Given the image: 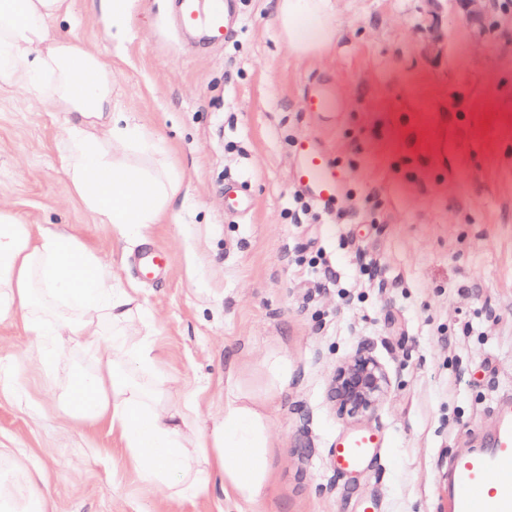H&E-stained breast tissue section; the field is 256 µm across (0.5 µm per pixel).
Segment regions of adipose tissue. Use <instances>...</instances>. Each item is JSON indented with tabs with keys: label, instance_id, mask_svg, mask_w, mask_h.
<instances>
[{
	"label": "adipose tissue",
	"instance_id": "adipose-tissue-1",
	"mask_svg": "<svg viewBox=\"0 0 512 512\" xmlns=\"http://www.w3.org/2000/svg\"><path fill=\"white\" fill-rule=\"evenodd\" d=\"M290 54L306 58L336 41L334 0H269ZM67 0H0V81L47 94L69 116L67 180L98 223L124 237L170 214L179 181L158 144L112 101V71L79 38L61 35ZM140 305L76 235L24 223L0 208V322L22 320L28 355L54 365L60 349L90 351L92 370L66 367L58 411L75 424L108 423L141 462L150 489L190 500L213 487L258 503L271 486L270 407L288 379V362L268 360L257 391L230 388L217 418L196 442L187 412L162 409L161 382L145 384L160 355L150 337L131 336ZM42 477L18 461L0 467V512H47Z\"/></svg>",
	"mask_w": 512,
	"mask_h": 512
}]
</instances>
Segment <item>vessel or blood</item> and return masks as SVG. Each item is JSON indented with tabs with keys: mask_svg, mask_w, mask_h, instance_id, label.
I'll use <instances>...</instances> for the list:
<instances>
[{
	"mask_svg": "<svg viewBox=\"0 0 512 512\" xmlns=\"http://www.w3.org/2000/svg\"><path fill=\"white\" fill-rule=\"evenodd\" d=\"M178 29L209 46L226 43L240 25L236 0H176ZM308 112L328 115L342 112L344 103L330 80H314L304 91ZM291 180L313 202L341 201L347 195L344 174L316 138L295 140ZM141 278L165 271L166 260L158 248L144 250L136 261ZM494 427L485 444L462 448L454 455L445 479L448 512H512V393L494 402ZM383 435L373 429L337 435L329 465L342 473L368 468L380 459Z\"/></svg>",
	"mask_w": 512,
	"mask_h": 512,
	"instance_id": "1",
	"label": "vessel or blood"
}]
</instances>
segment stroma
<instances>
[{"label":"stroma","instance_id":"1","mask_svg":"<svg viewBox=\"0 0 512 512\" xmlns=\"http://www.w3.org/2000/svg\"><path fill=\"white\" fill-rule=\"evenodd\" d=\"M69 3L59 31L111 67L114 103L166 143L180 193L163 223L120 237L68 185L67 114L0 83V202L77 235L143 304L166 407L192 398L216 416L228 382L259 386L270 356L287 359L272 487L256 505L218 488L153 493L119 431L59 418L66 378L20 359L31 338L18 321L0 323L21 386L0 395V452L42 471L48 512H358L367 495L383 512H448L451 456L486 438L495 396L512 391V7L495 0L478 38L443 6L446 48L431 60L423 0H337L335 44L298 61L268 0H237L240 30L219 47L176 33L172 0H130L117 32L101 0ZM314 78L336 84L335 122L306 110ZM307 135L348 195L304 213L291 145ZM230 178L252 193L245 214L224 211ZM151 246L169 267L147 283L131 259ZM366 342L391 388L372 414L343 418L331 377ZM360 428L386 434L388 460L331 470L336 434Z\"/></svg>","mask_w":512,"mask_h":512}]
</instances>
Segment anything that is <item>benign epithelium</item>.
Instances as JSON below:
<instances>
[{"label": "benign epithelium", "mask_w": 512, "mask_h": 512, "mask_svg": "<svg viewBox=\"0 0 512 512\" xmlns=\"http://www.w3.org/2000/svg\"><path fill=\"white\" fill-rule=\"evenodd\" d=\"M431 17L427 37L423 42V53L431 58L444 51V35L439 23L440 2L425 0ZM465 24L477 37L484 33L487 18L486 0H450ZM391 381L384 367L372 354L368 344L341 362L331 379L333 399L338 411L352 418L373 413L390 390Z\"/></svg>", "instance_id": "7a95c632"}]
</instances>
